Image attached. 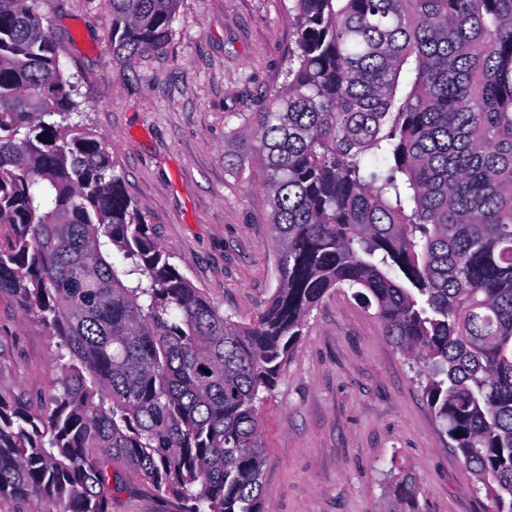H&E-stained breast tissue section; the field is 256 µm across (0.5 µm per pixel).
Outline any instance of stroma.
I'll use <instances>...</instances> for the list:
<instances>
[{
  "label": "stroma",
  "mask_w": 512,
  "mask_h": 512,
  "mask_svg": "<svg viewBox=\"0 0 512 512\" xmlns=\"http://www.w3.org/2000/svg\"><path fill=\"white\" fill-rule=\"evenodd\" d=\"M290 0H181L161 50L119 60L109 0H40L79 78L83 121L105 136L125 191L171 261L235 320L253 321L277 281L268 198L242 155L245 114L282 87L294 40ZM0 327L15 366L0 387L43 391L55 345L14 301ZM268 512H389L396 467L420 480L426 512H484L487 499L446 447L416 368L374 309L335 290L260 405ZM112 512H161L151 489L122 473Z\"/></svg>",
  "instance_id": "stroma-1"
}]
</instances>
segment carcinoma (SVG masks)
<instances>
[{
	"label": "carcinoma",
	"instance_id": "carcinoma-1",
	"mask_svg": "<svg viewBox=\"0 0 512 512\" xmlns=\"http://www.w3.org/2000/svg\"><path fill=\"white\" fill-rule=\"evenodd\" d=\"M112 50L180 0H109ZM285 83L244 118L277 287L233 320L170 262L39 0H0V298L56 340L0 389V501L112 512L120 466L166 512H265L261 394L333 289L376 307L489 501L512 512V0H292ZM400 470L389 512H422Z\"/></svg>",
	"mask_w": 512,
	"mask_h": 512
}]
</instances>
